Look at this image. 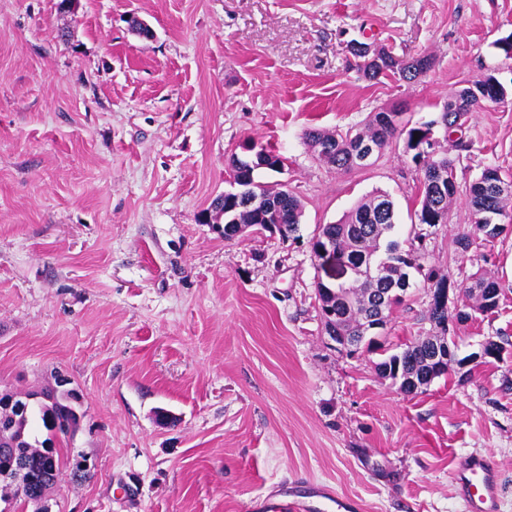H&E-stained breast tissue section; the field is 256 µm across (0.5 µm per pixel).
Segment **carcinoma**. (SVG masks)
I'll return each mask as SVG.
<instances>
[{"label": "carcinoma", "mask_w": 512, "mask_h": 512, "mask_svg": "<svg viewBox=\"0 0 512 512\" xmlns=\"http://www.w3.org/2000/svg\"><path fill=\"white\" fill-rule=\"evenodd\" d=\"M429 57L414 58L410 61L383 59L379 64H371L362 59L357 68L369 79L400 76L412 79L419 71L431 67ZM394 113L374 112L361 129H350L344 134L311 129L306 134L308 145L317 159L340 170L361 167L355 160V152L361 145H371L383 150L390 141L405 136L406 150L413 152L412 161L423 171V180L417 187L418 220L430 227L442 224L448 219V205L453 198L448 186L454 185L453 162L446 156L429 157L421 153L420 147L427 137L430 127L393 125ZM241 163L248 178L247 193L243 196L233 191L224 195V240L236 239L234 224H269L284 239L295 237L304 214L300 198L287 187H270L255 180V167L243 157L230 159V171H235V163ZM484 176L474 181L469 188V206L474 217L490 212L508 217L507 201L494 192L480 186ZM395 210L390 196L376 193L362 199L352 210L334 224H324L312 241V251L330 247L339 253L356 269L372 267L376 270L373 278L356 279L348 287H339L337 293L351 294L349 303L336 304V316L324 321L326 333H334L336 342L343 338H365L366 319L371 316L377 301L387 299L385 316H390L393 308L403 301L413 285L412 277L422 278L429 288H454L460 293L477 297L481 309L493 312L499 306L502 288L498 281L476 272L460 283H451L438 271L426 264L423 245L419 244L422 235L417 234L409 242V248L395 235ZM472 318L466 308L455 307L453 312L434 305L428 310V319L440 328V334L448 333L447 322H464ZM378 373L391 381L401 384L409 379H419L430 374L435 377L448 374L447 369L425 364L423 348L414 344L399 354H391L377 364ZM41 420L47 430L55 429L68 434L73 420L72 404L60 398L52 408L40 407ZM49 440L36 445L24 440L26 447V477L31 486L49 483L57 477L62 460L56 448H45Z\"/></svg>", "instance_id": "obj_1"}]
</instances>
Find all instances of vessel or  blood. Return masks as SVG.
I'll return each mask as SVG.
<instances>
[{
	"mask_svg": "<svg viewBox=\"0 0 512 512\" xmlns=\"http://www.w3.org/2000/svg\"><path fill=\"white\" fill-rule=\"evenodd\" d=\"M457 497L464 512H501L502 484L499 462L491 454L478 452L462 457L453 475ZM317 498L332 504L334 512H360V503L337 494L329 485L310 482L295 483L287 490L264 498L263 512H306L309 499Z\"/></svg>",
	"mask_w": 512,
	"mask_h": 512,
	"instance_id": "b4317fda",
	"label": "vessel or blood"
}]
</instances>
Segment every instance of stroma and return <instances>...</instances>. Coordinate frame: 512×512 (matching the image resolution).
Here are the masks:
<instances>
[{
    "instance_id": "1",
    "label": "stroma",
    "mask_w": 512,
    "mask_h": 512,
    "mask_svg": "<svg viewBox=\"0 0 512 512\" xmlns=\"http://www.w3.org/2000/svg\"><path fill=\"white\" fill-rule=\"evenodd\" d=\"M58 2L0 0V393L61 375L80 396L77 429L55 439L52 512H249L298 480L363 512H464L451 476L475 451L495 454L512 512V231L485 241L468 204L484 168L512 175V58L497 45L512 0ZM353 40L432 65L369 81ZM488 73L505 102L446 133L448 98ZM392 106L433 123L454 162L447 223L418 224L403 139L350 171L306 142ZM248 141L285 157L258 177L301 198L298 239L228 242L208 222ZM376 192L442 276L483 269L504 290L497 312L456 325L458 365L413 395L376 365L436 335L422 282L355 354L321 322L311 240ZM488 340L501 361L480 359Z\"/></svg>"
}]
</instances>
